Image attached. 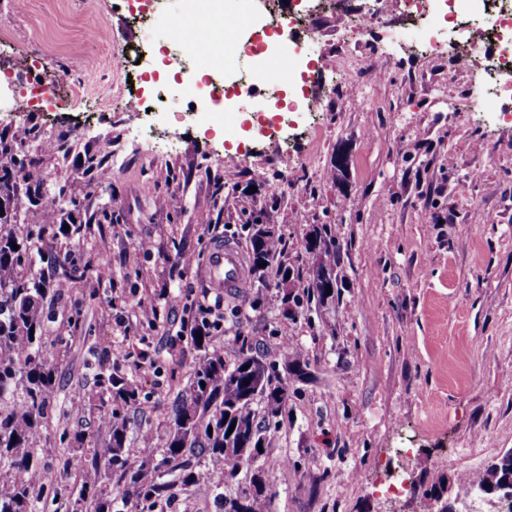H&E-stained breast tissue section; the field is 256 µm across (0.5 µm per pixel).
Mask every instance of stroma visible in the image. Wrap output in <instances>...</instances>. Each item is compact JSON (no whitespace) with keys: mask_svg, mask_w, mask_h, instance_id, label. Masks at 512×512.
Returning <instances> with one entry per match:
<instances>
[{"mask_svg":"<svg viewBox=\"0 0 512 512\" xmlns=\"http://www.w3.org/2000/svg\"><path fill=\"white\" fill-rule=\"evenodd\" d=\"M202 8L203 0H0V92L11 93L14 74L48 66L80 91L71 102L0 112V138L29 147L44 193L63 188L79 201L46 208L21 186L17 221L54 226L43 250L109 269L107 279L72 284L46 262L23 270L54 292L47 334L63 357L56 412L37 450L55 475L41 512H66L82 489L67 448L74 431L97 428L87 401L98 362L154 360L136 377L143 402L123 416L134 458L162 456L200 357L177 336L184 320L202 317L209 288L200 269L214 241L248 249L255 224L277 226V261L299 276L282 283L271 268L226 295L211 347L230 362L237 337L271 356L287 337L309 359V377L289 385L288 411L266 434L272 512H425L421 500L383 490L404 468L425 482L444 477L462 512L460 480L512 451V121L468 105L490 89L478 80L482 56L446 37L422 53L404 0H309L298 33L312 51L347 47L368 66L346 88L325 72L313 91L336 95L313 117L254 113L236 149L180 96L165 112L124 108L150 89L149 69L206 62V51L176 36ZM359 15L374 19L363 33L353 27ZM40 41L52 49L42 59ZM147 42L155 56L143 55ZM316 224L342 249L340 297L312 310L304 239ZM140 302L157 305L153 325L131 318ZM222 470L206 462L195 484L173 490L166 512H217Z\"/></svg>","mask_w":512,"mask_h":512,"instance_id":"35a3bbf8","label":"stroma"}]
</instances>
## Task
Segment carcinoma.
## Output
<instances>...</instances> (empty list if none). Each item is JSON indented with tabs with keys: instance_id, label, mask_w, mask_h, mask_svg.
I'll return each mask as SVG.
<instances>
[{
	"instance_id": "cac0c4a2",
	"label": "carcinoma",
	"mask_w": 512,
	"mask_h": 512,
	"mask_svg": "<svg viewBox=\"0 0 512 512\" xmlns=\"http://www.w3.org/2000/svg\"><path fill=\"white\" fill-rule=\"evenodd\" d=\"M0 154L23 155L27 162L20 167L0 168V469L8 468L7 478L0 479V512H36L37 484L33 474L43 467L33 463L42 431L54 414L57 368L49 358L45 319L48 289L42 282L23 275L32 261V239L43 241L55 237L54 228L45 224L34 231L19 229L11 208L16 193V177L22 176L35 192L41 184L35 160L29 150L0 140ZM279 236L274 224L252 227L249 253L250 271L261 274L277 256ZM18 249H13V246ZM305 251L320 259L312 266L306 286V300L324 305L336 300L334 270L340 246L327 225L314 226L305 238ZM62 262L69 266L65 276L80 280L97 271L92 262L79 263L70 253ZM330 285L327 294L324 285ZM191 344L200 352L194 367L188 394L172 419L164 454L158 460L131 458L127 428L120 420L121 409L140 401L135 381L115 362L99 363L95 384L100 389L98 409L103 412L98 438L82 431L73 436L77 448L86 449L90 464H82L83 485L78 497L70 501L66 512H112V499L104 484L118 476L120 489H136L127 499L135 512H153L157 503L167 499L174 487L187 486L197 479L201 461H192L187 452L202 448L210 460L224 463V477L239 471L250 473L248 483L233 497L217 492L219 512H268L273 485L258 459L257 449L265 442V430L275 427L288 410V382L299 380L310 363L300 348L281 351L272 360L252 354L248 338H238V355L227 363L224 356L210 350L211 336L205 327L190 332ZM248 369H243V366ZM512 480V454L506 453L482 473L469 477L464 486L477 492ZM419 497L429 501L430 512H448L438 506L445 492V480L438 478L426 485L416 484Z\"/></svg>"
}]
</instances>
